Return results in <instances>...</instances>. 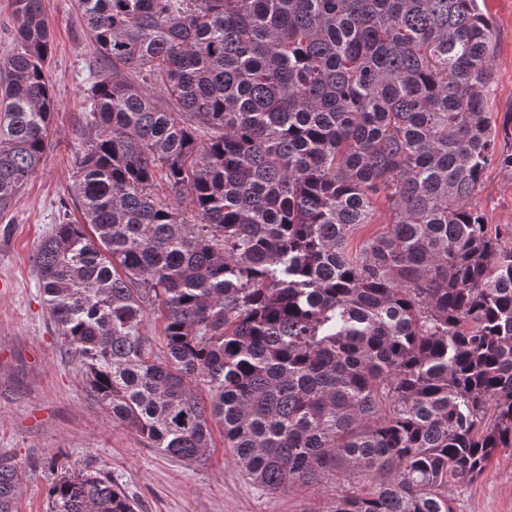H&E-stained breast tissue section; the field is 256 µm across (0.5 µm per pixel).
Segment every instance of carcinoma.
Here are the masks:
<instances>
[{
    "instance_id": "carcinoma-1",
    "label": "carcinoma",
    "mask_w": 512,
    "mask_h": 512,
    "mask_svg": "<svg viewBox=\"0 0 512 512\" xmlns=\"http://www.w3.org/2000/svg\"><path fill=\"white\" fill-rule=\"evenodd\" d=\"M79 4L101 61L83 223L54 225L35 267L90 394L189 464L220 420L271 494L361 477L328 512H454L449 487L512 446V249L471 202L495 154L479 0ZM51 49L42 0H15L0 212L48 147ZM377 194L392 227L353 255ZM49 470L47 512H136L98 471ZM20 477L1 456L0 512Z\"/></svg>"
}]
</instances>
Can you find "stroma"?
Segmentation results:
<instances>
[{
    "instance_id": "1",
    "label": "stroma",
    "mask_w": 512,
    "mask_h": 512,
    "mask_svg": "<svg viewBox=\"0 0 512 512\" xmlns=\"http://www.w3.org/2000/svg\"><path fill=\"white\" fill-rule=\"evenodd\" d=\"M53 32L45 74L54 94L49 145L36 172L0 213V455L23 470L19 512H46L51 455L69 470L112 476L137 512H327L333 484L277 494L247 480L212 422L213 446L188 465L162 454L130 428L113 422L88 396L79 366L66 354L43 301L35 254L54 224L79 221L72 200L78 117L95 69L94 47L83 33L78 0H42ZM494 30L489 110L497 158L485 169L473 205L512 248V0H485ZM454 512H512V448L500 449L473 481L450 489Z\"/></svg>"
}]
</instances>
